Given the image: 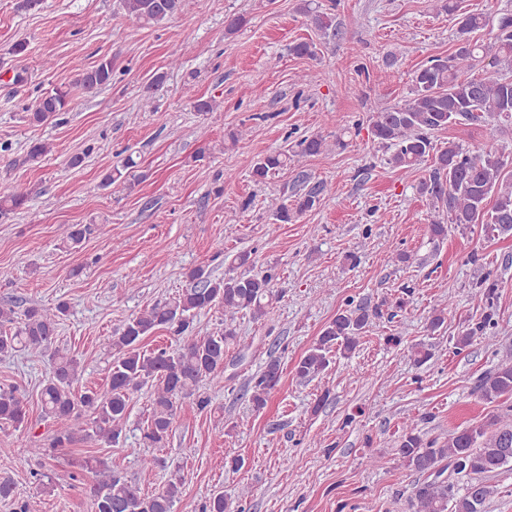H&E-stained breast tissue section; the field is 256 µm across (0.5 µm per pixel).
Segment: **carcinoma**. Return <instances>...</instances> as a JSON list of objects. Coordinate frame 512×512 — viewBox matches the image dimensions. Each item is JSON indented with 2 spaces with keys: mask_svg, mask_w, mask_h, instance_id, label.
I'll use <instances>...</instances> for the list:
<instances>
[{
  "mask_svg": "<svg viewBox=\"0 0 512 512\" xmlns=\"http://www.w3.org/2000/svg\"><path fill=\"white\" fill-rule=\"evenodd\" d=\"M127 14L145 24L158 25L181 8L182 0H122ZM300 9L315 29L336 31L335 16L313 9L302 0ZM487 26L481 13H463L458 21L460 43L449 57H433L415 72L410 97L403 103L372 113L370 130L382 146L391 150L389 164L407 174L431 159L432 169L421 182V191L435 198L446 209L430 216L432 237L443 240L448 225L483 224L490 234H512V179L503 175L504 155L489 149L473 154L450 141L437 149L436 132L453 124L488 126L494 131L512 133V10H502L497 18L493 43L481 44L469 35ZM493 53L494 64L502 67L496 76L481 78L475 74L476 62ZM112 81V59L103 58L96 65L77 74L75 87L94 95ZM72 88L57 87L38 97L32 118L42 123L66 111ZM325 150L320 135L305 137L284 151L268 154L252 168L254 181L261 182L272 171L288 166L295 156H314ZM300 190L294 203L277 208V220L286 223L295 215L311 210L328 191L326 183H310L306 174L298 176ZM30 197L28 188L14 185L0 189V213L23 208ZM190 287L176 296L153 305L129 318L112 337L117 357L112 362L106 393L93 389L76 390L79 362L56 345V329L66 313V306L54 308L32 306L17 323L14 311L0 308V355L16 352L35 353L47 359L50 375L41 392L44 415L54 419L59 428L47 447L38 449L44 457L69 446L77 433L82 438L117 444L123 435L133 393L148 389L152 411L142 428L143 444L163 448L172 421L204 381L218 382L224 376L226 348L237 342L234 322L237 315L248 312L258 319L276 298L273 291L278 279L277 267L269 265L254 275L224 274L219 278L204 266L188 274ZM481 313L462 323L453 337L455 349L462 350L475 341L495 339L498 281L486 275L475 284ZM220 305L224 308V327L210 336L190 337L183 346L146 351L142 342L154 330L173 329L177 334L188 331L196 314ZM381 311L359 304L347 309L325 326L317 341L294 366L300 382H310L330 365L328 354L338 347L348 356L358 346L361 334L371 318ZM281 379L280 362L269 360L248 383L251 401L262 409ZM480 397L489 402L512 398V360L506 359L486 373L476 386ZM26 406L17 388L0 387V424L21 427ZM397 454L401 465L424 475L409 497L412 512H487L490 498L496 493L488 478L498 471L512 470V406L506 412L467 427L440 441L429 438L410 420L399 436ZM82 471L96 474L89 487L94 512H174L181 493L182 479L169 480L166 487L146 494L135 481L108 468L96 457L77 463ZM33 487L11 481L0 482V498L15 503L19 512H30ZM205 512H244L232 506L224 494L209 498Z\"/></svg>",
  "mask_w": 512,
  "mask_h": 512,
  "instance_id": "carcinoma-1",
  "label": "carcinoma"
}]
</instances>
